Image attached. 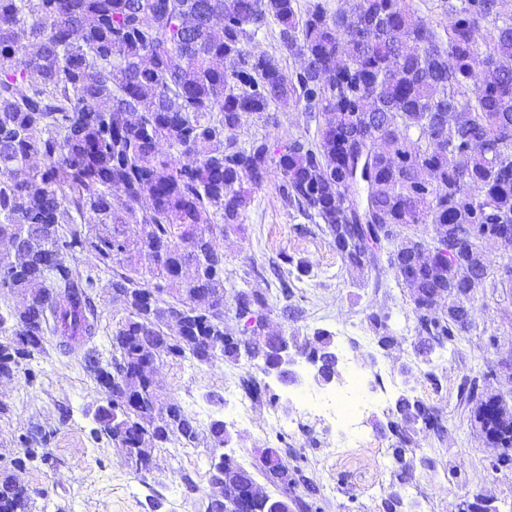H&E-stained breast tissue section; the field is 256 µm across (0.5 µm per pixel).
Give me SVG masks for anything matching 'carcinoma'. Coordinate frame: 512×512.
Returning <instances> with one entry per match:
<instances>
[{
  "mask_svg": "<svg viewBox=\"0 0 512 512\" xmlns=\"http://www.w3.org/2000/svg\"><path fill=\"white\" fill-rule=\"evenodd\" d=\"M441 7L448 21L439 36L407 0H337L334 10L323 0L303 9L299 0H0V239L11 247L0 253V295L24 297L0 310V375L19 371L16 358L41 351L48 332L78 343L97 335L96 279L55 259L61 249L87 250L112 273L108 286L127 311L111 339L112 360L85 355L105 399L112 361L124 362L123 389L94 411L96 431L138 471L156 446H226L229 431L202 434L175 399L158 393L142 356L200 363L207 346L213 362L276 364L264 333L268 295L241 294L239 318L250 335L228 332L224 254L197 230L238 229L274 173L279 195L331 237L346 264H386L411 289L416 337L436 340L417 346L422 374L441 391L434 359L456 351L485 309L476 290L512 284V260L494 269L481 251L500 225H512V16H500L497 0ZM271 23L280 55L254 53L250 43ZM287 56L304 65L287 69ZM291 103L318 120L315 140L239 141L247 118L270 124L272 109ZM451 103L460 112L454 130L434 124ZM79 219L98 226L94 236ZM418 224L432 226L436 251L425 252L415 235L397 237ZM279 259L269 262L279 283L273 297L292 318L303 295L283 266L300 276L309 266L286 252ZM445 297L440 312L434 303ZM366 318L377 346L389 349L390 315ZM294 341L324 379L337 377L334 336L318 329ZM497 378L489 362L464 377L459 405L493 437L497 461L512 463V409L490 410L484 396ZM395 413V482L382 512H407L406 451L419 447L421 433H443L407 390ZM277 441V464L251 472L223 453L211 479L233 475L224 493L250 492L249 512H271L290 496L287 466L309 491L301 512H322L306 457L287 437ZM22 450L14 470L0 472V512H33L17 471L41 452ZM257 474L277 495L261 489Z\"/></svg>",
  "mask_w": 512,
  "mask_h": 512,
  "instance_id": "obj_1",
  "label": "carcinoma"
}]
</instances>
